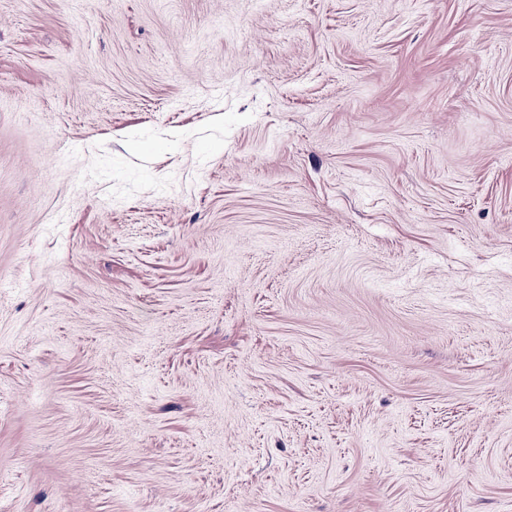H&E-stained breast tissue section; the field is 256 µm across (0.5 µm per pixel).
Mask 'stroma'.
Instances as JSON below:
<instances>
[{
    "label": "stroma",
    "mask_w": 512,
    "mask_h": 512,
    "mask_svg": "<svg viewBox=\"0 0 512 512\" xmlns=\"http://www.w3.org/2000/svg\"><path fill=\"white\" fill-rule=\"evenodd\" d=\"M0 512H512V0H0Z\"/></svg>",
    "instance_id": "35a3bbf8"
}]
</instances>
